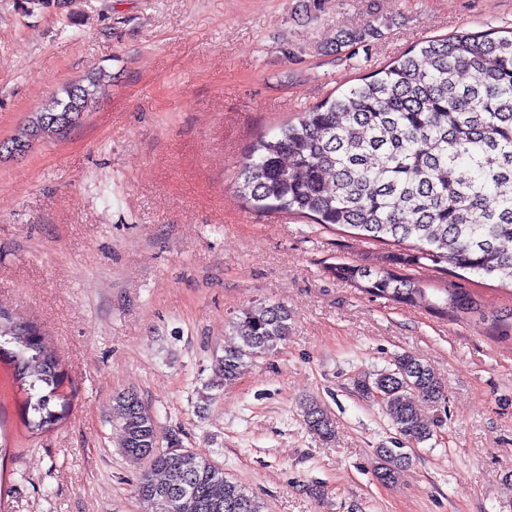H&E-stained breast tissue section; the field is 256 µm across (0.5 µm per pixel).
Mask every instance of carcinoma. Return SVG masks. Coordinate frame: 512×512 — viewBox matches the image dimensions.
I'll return each instance as SVG.
<instances>
[{"mask_svg":"<svg viewBox=\"0 0 512 512\" xmlns=\"http://www.w3.org/2000/svg\"><path fill=\"white\" fill-rule=\"evenodd\" d=\"M102 71L61 88L0 143L7 154L60 138L81 123L106 87ZM237 193L258 210L309 217L349 227L373 242L407 245L388 265L342 262L336 279L402 303L426 302L441 315L479 311L463 288L428 300L426 289L392 266L429 261L498 278L512 287V31L505 36L458 33L422 42L337 97L302 112L297 121L262 138L241 165ZM279 303L247 306L229 323L236 339L224 349L213 387L231 385L246 361L275 351L289 334ZM0 340L13 382L28 391L32 434L53 430L65 410L58 389L65 372L40 328L0 313ZM359 390L379 391L395 430L394 447L376 450L375 475L396 482L411 448L433 437L423 407L446 402L440 379L404 352ZM309 432L336 438V420L320 403L303 407ZM122 454L148 464L138 493L157 512H264L260 501L216 462L188 450L161 430L134 394L112 400Z\"/></svg>","mask_w":512,"mask_h":512,"instance_id":"obj_1","label":"carcinoma"}]
</instances>
